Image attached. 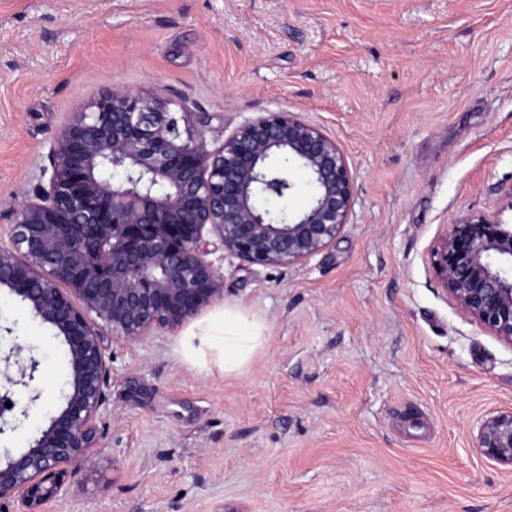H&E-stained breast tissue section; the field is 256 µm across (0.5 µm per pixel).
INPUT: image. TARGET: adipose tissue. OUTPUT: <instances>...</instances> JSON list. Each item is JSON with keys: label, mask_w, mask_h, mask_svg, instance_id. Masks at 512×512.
<instances>
[{"label": "adipose tissue", "mask_w": 512, "mask_h": 512, "mask_svg": "<svg viewBox=\"0 0 512 512\" xmlns=\"http://www.w3.org/2000/svg\"><path fill=\"white\" fill-rule=\"evenodd\" d=\"M262 338L263 327L260 323L249 321L237 308L228 307L224 310L223 318L202 328L198 339H184L183 347L190 351L198 342L219 347L224 370L231 373L249 360Z\"/></svg>", "instance_id": "obj_1"}]
</instances>
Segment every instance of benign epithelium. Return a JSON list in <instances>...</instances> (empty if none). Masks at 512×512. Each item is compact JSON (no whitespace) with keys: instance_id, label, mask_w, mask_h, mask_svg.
<instances>
[{"instance_id":"obj_1","label":"benign epithelium","mask_w":512,"mask_h":512,"mask_svg":"<svg viewBox=\"0 0 512 512\" xmlns=\"http://www.w3.org/2000/svg\"><path fill=\"white\" fill-rule=\"evenodd\" d=\"M51 174L12 210L0 244V288L17 295L66 346L65 402L29 448L0 464V500L44 512L52 496L94 461L109 366L100 328L127 341L174 331L224 300V273L205 238L248 264L287 265L336 239L353 181L336 142L287 111L240 124L217 147L183 134L157 95L114 89L65 123L49 149ZM313 187L308 205L281 217L262 205L283 198L289 166ZM512 192L495 211L461 215L434 246L444 290L491 335L512 344ZM16 345L0 354V435L41 399L40 360ZM11 407H6V402ZM477 447L512 468V409L482 420Z\"/></svg>"}]
</instances>
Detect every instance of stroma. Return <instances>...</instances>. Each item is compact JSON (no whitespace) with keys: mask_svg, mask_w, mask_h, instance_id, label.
<instances>
[{"mask_svg":"<svg viewBox=\"0 0 512 512\" xmlns=\"http://www.w3.org/2000/svg\"><path fill=\"white\" fill-rule=\"evenodd\" d=\"M157 95L216 147L284 110L336 141L346 223L289 265L203 246L224 302L111 367L96 463L48 512H512V469L476 446L512 408V344L442 289L447 224L512 192V0H0V243L74 112L112 89ZM237 305L266 339L227 374L180 339ZM41 362L7 434L28 447L62 405L55 331L0 288V349Z\"/></svg>","mask_w":512,"mask_h":512,"instance_id":"1","label":"stroma"}]
</instances>
